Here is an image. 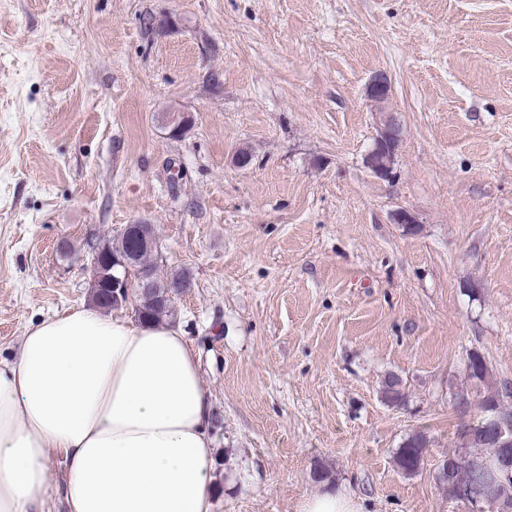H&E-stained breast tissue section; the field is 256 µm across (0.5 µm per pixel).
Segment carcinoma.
I'll use <instances>...</instances> for the list:
<instances>
[{"label": "carcinoma", "instance_id": "obj_1", "mask_svg": "<svg viewBox=\"0 0 512 512\" xmlns=\"http://www.w3.org/2000/svg\"><path fill=\"white\" fill-rule=\"evenodd\" d=\"M140 233L131 231L121 236L120 242L112 244L105 240L104 264L98 266V288L92 290V297L96 303L105 309L113 308L112 300L113 267L109 259L114 256L134 255L137 267L150 275L152 288L137 298L138 309L136 315L141 321H157L172 313V300L170 294L185 287V282L179 277L164 280L158 275V267L152 261V254L140 251ZM467 377L477 387L476 394L479 397V408H484L488 401H493L495 396L508 397L512 394V385L505 383L502 388L488 386L490 369L486 359L472 364L466 369ZM381 397L391 407H401L406 402V392L402 380L390 374L384 379L381 386ZM429 447L428 437L421 433L408 435L397 448L395 463L399 470L407 475H413L420 470L423 462L425 448ZM496 455L490 432L478 430L473 434L471 441L462 453L451 455L453 460L452 474L471 475L480 485V494L487 499L497 500L503 497L497 484L488 479L485 467L489 466Z\"/></svg>", "mask_w": 512, "mask_h": 512}]
</instances>
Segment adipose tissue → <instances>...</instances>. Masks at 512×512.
<instances>
[{"mask_svg": "<svg viewBox=\"0 0 512 512\" xmlns=\"http://www.w3.org/2000/svg\"><path fill=\"white\" fill-rule=\"evenodd\" d=\"M210 414L179 329L92 307L31 324L0 360V512H41L56 451L67 512H213Z\"/></svg>", "mask_w": 512, "mask_h": 512, "instance_id": "1", "label": "adipose tissue"}]
</instances>
